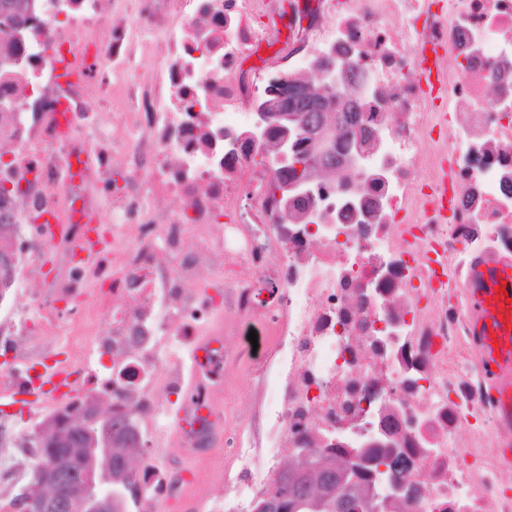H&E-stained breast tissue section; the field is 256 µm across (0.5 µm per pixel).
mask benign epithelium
<instances>
[{
    "label": "benign epithelium",
    "mask_w": 512,
    "mask_h": 512,
    "mask_svg": "<svg viewBox=\"0 0 512 512\" xmlns=\"http://www.w3.org/2000/svg\"><path fill=\"white\" fill-rule=\"evenodd\" d=\"M319 77V91L306 82L285 77L283 83L289 94L275 99L264 98L258 104L257 110L262 112L269 125L278 129L277 152L285 169L290 161L293 167L302 169V165L296 163L298 147L292 135L303 127V121L302 116L291 109L292 103L296 101L305 105V111L312 115L307 127L309 163L319 165L336 146L339 113L345 111L363 85L350 67L330 58L320 65ZM111 421V412L102 413L89 404L72 412L70 417L61 418V423L68 428L78 426L84 430L87 440L83 446L63 447L66 443L64 436L59 439L44 433L30 436L34 447L41 451L47 448L54 451L57 459L53 464H46L40 459L33 465L31 480L19 495L21 512H124L127 487L112 476L114 448ZM365 447L399 448L401 442L395 433L381 427L365 442ZM298 457L311 462V472L319 481V495L321 499L330 501L334 512H354L350 498L336 486L328 485V470L319 450L300 448ZM75 460L80 461L81 478L68 482L64 475ZM300 475L301 469L297 465L282 470V479L289 484V491L295 496L309 493V487L298 481ZM374 476L378 498L389 501L406 493L405 486L392 480L387 463L376 464Z\"/></svg>",
    "instance_id": "benign-epithelium-1"
}]
</instances>
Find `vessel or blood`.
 <instances>
[{"mask_svg": "<svg viewBox=\"0 0 512 512\" xmlns=\"http://www.w3.org/2000/svg\"><path fill=\"white\" fill-rule=\"evenodd\" d=\"M417 76L428 91L439 87V59L423 58ZM459 291L470 342L476 353L481 381L494 408L503 437L501 464L512 467V259L480 257L473 260ZM75 373L68 362H57L48 372L43 394L32 397V409L66 402Z\"/></svg>", "mask_w": 512, "mask_h": 512, "instance_id": "vessel-or-blood-1", "label": "vessel or blood"}]
</instances>
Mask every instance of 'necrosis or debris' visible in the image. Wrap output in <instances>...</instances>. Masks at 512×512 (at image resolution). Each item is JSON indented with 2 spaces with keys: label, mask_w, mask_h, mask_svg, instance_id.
I'll return each mask as SVG.
<instances>
[{
  "label": "necrosis or debris",
  "mask_w": 512,
  "mask_h": 512,
  "mask_svg": "<svg viewBox=\"0 0 512 512\" xmlns=\"http://www.w3.org/2000/svg\"><path fill=\"white\" fill-rule=\"evenodd\" d=\"M279 0H31L18 30L0 31V401L37 385L51 348L41 333L93 332L112 357L97 381L129 413L140 503L173 472L156 458L161 394L181 398V447L212 445L234 346L211 332L185 392L165 339L196 342L212 314L257 325L278 353L261 401L265 446L237 441L245 474L209 512H250L284 455L331 447L386 421L399 453L429 473L399 512H512L468 323L446 295L421 301L424 252L461 282L473 258L512 257V0H299L294 41L252 74L268 42L253 19ZM165 46L153 53L150 35ZM456 67L435 98L418 83L422 48ZM332 52L366 75L354 107L370 135L365 178L311 175V199L286 180L257 134V98L285 72L317 71ZM68 61L70 73L60 76ZM125 169L114 177L111 159ZM447 179V221L427 191ZM171 196L177 209L151 206ZM224 256L214 284L202 275ZM50 256L52 275L41 259ZM39 280L38 295L27 284ZM107 287L95 296L92 285Z\"/></svg>",
  "instance_id": "4bbe7bcc"
}]
</instances>
